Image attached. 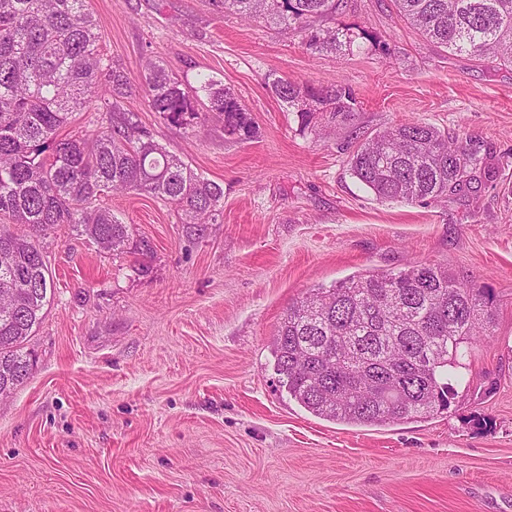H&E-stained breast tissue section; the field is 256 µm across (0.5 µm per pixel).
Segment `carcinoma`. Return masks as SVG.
Masks as SVG:
<instances>
[{
  "label": "carcinoma",
  "mask_w": 512,
  "mask_h": 512,
  "mask_svg": "<svg viewBox=\"0 0 512 512\" xmlns=\"http://www.w3.org/2000/svg\"><path fill=\"white\" fill-rule=\"evenodd\" d=\"M224 11L297 33L313 52L352 50L366 32L325 24L348 0H223ZM402 18L438 46L481 65L512 66V0H394ZM88 0H0V389L31 375L26 344L43 317L53 278L43 238L58 224L112 252L150 251L129 225L96 201L139 191L174 204L189 233L221 214L224 189L141 130L120 99L141 91L174 126L224 116V135L255 134L248 110L221 81L202 75L187 87L147 59L136 87L100 51ZM272 91L301 127L351 119L356 99L340 84L276 78ZM97 112L104 125L56 138L73 114ZM351 175L381 201L422 202L464 192L482 169L470 144L407 121L378 131L349 155ZM27 228L18 233L16 226ZM491 291L441 264L354 275L314 288L279 322L271 353L278 380L311 414L346 425L383 427L450 408L455 371L494 323Z\"/></svg>",
  "instance_id": "obj_1"
}]
</instances>
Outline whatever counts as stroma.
<instances>
[{
    "mask_svg": "<svg viewBox=\"0 0 512 512\" xmlns=\"http://www.w3.org/2000/svg\"><path fill=\"white\" fill-rule=\"evenodd\" d=\"M353 53L224 12L220 0H91L101 50L140 82L146 58L179 80H220L255 135L143 131L224 189L188 237L175 205L129 191L103 205L149 242L113 253L56 227L54 292L0 399V512H512V67L437 47L393 0H348ZM283 77L349 87L328 138L271 89ZM415 119L470 139L487 168L469 191L381 201L350 173L357 140ZM423 263L491 288L496 320L448 412L384 427L317 418L280 387L270 344L290 303L365 272Z\"/></svg>",
    "mask_w": 512,
    "mask_h": 512,
    "instance_id": "stroma-1",
    "label": "stroma"
}]
</instances>
